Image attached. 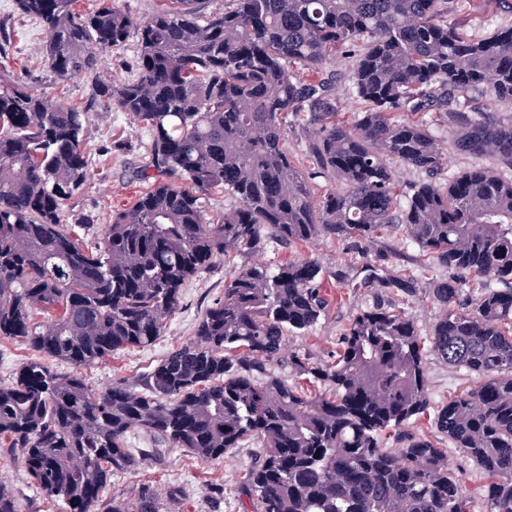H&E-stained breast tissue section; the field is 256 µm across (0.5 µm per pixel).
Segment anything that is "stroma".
<instances>
[{"mask_svg":"<svg viewBox=\"0 0 512 512\" xmlns=\"http://www.w3.org/2000/svg\"><path fill=\"white\" fill-rule=\"evenodd\" d=\"M448 18L460 24L469 38L482 39L500 28L512 26V0H450ZM0 22L14 32V47L9 62L10 74L26 76L36 91L60 99L66 104L89 106L84 128L89 149L90 177L75 191L64 207L66 224H83L88 240L102 237L113 210L131 207L143 193L152 189L155 180L145 174L149 162L148 130L128 113L92 100L94 84L90 78L77 76L61 82L42 62L40 48L46 40L44 26L22 17L15 0H0ZM138 42L129 37L122 45L101 55L100 69L112 81L121 83L137 73ZM353 54L339 57L334 65L337 105L341 119L350 121L366 109L365 102L352 89L349 73ZM288 155L302 171L314 174L316 192L333 186L328 176H317V165L310 151V135L300 115L286 118ZM311 258L327 272L324 282L329 306L325 316L301 335L288 334L287 353H305L314 360L326 361L336 349L349 320L358 311L384 303L413 315L421 336H428L440 313L431 289L434 281L447 277L448 271L422 256L415 245L391 230L370 248L362 250L350 242L322 239L312 245L286 243L266 235L257 251L235 255L216 262L192 277L185 285L179 310L171 316L162 337L145 349L119 351L103 361L85 368L89 383L102 389L120 381H134L147 373L172 348L194 337L197 319L205 309L224 295V280L232 267L263 263L272 267L292 259ZM386 279L405 276L417 281L419 288L407 296L367 281L369 272ZM430 405L438 407L448 398L475 388L480 379L466 369L452 367L435 355L427 357ZM410 431L438 437L447 448L448 460L463 479L471 500L472 512H483L482 474L447 438L439 437L432 415H425L409 426ZM128 446L139 457L136 470L113 475L103 491L104 500L130 499L150 488L166 497V512H249L251 504L239 490L241 471L262 453L259 441L250 439L226 454L223 461L207 464L177 449L154 445L149 438L135 433ZM0 482L12 487L24 512H61L58 504L44 500L25 475L10 451L0 447Z\"/></svg>","mask_w":512,"mask_h":512,"instance_id":"1","label":"stroma"}]
</instances>
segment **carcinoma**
Instances as JSON below:
<instances>
[{
	"mask_svg": "<svg viewBox=\"0 0 512 512\" xmlns=\"http://www.w3.org/2000/svg\"><path fill=\"white\" fill-rule=\"evenodd\" d=\"M75 2L15 0L45 27L43 58L59 80L93 79L95 97L148 128L159 181L85 244L63 212L89 176L87 108L0 74V339L40 354L0 384V440L39 495L65 512H129L101 498L112 474L137 466L131 434L203 463L253 437L264 451L240 484L256 512H470L448 449L405 430L429 408L432 353L482 378L434 421L480 469L484 512H512V180L476 165L440 183L446 137L405 117L435 112L460 150L512 167L511 122L444 109L474 89L512 107V27L471 39L448 21L447 0H232L207 17L175 0L137 24L112 0L85 14ZM132 34L137 75L114 85L99 55ZM348 48L352 88L369 105L352 123L325 77ZM290 112L305 114L311 152L339 183L319 197L288 156ZM389 159L428 176L403 204ZM217 189L238 206L211 218ZM387 227L451 273L432 288L442 314L423 337L407 312L376 305L352 317L331 361L288 358L324 392L276 372L284 336L329 305L311 258L233 268L194 339L135 385L95 391L81 372L152 346L190 278L266 234L359 246ZM472 282L483 289L470 307L461 296ZM388 430L399 447L381 446ZM0 512H22L2 483ZM136 512H161L158 495L141 493Z\"/></svg>",
	"mask_w": 512,
	"mask_h": 512,
	"instance_id": "cac0c4a2",
	"label": "carcinoma"
}]
</instances>
